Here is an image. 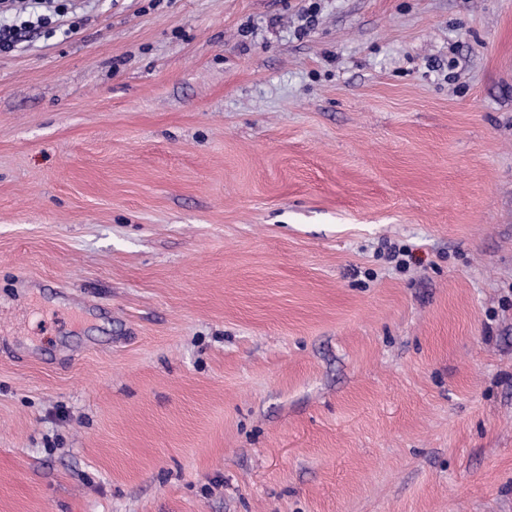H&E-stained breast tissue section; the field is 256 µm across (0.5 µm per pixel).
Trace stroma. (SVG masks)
Segmentation results:
<instances>
[{"instance_id":"35a3bbf8","label":"stroma","mask_w":512,"mask_h":512,"mask_svg":"<svg viewBox=\"0 0 512 512\" xmlns=\"http://www.w3.org/2000/svg\"><path fill=\"white\" fill-rule=\"evenodd\" d=\"M65 3L0 53V512H512V0Z\"/></svg>"}]
</instances>
